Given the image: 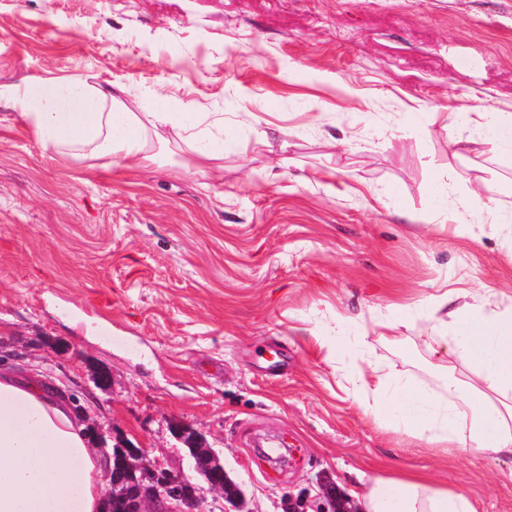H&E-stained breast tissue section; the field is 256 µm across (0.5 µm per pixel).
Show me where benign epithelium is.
Here are the masks:
<instances>
[{"label":"benign epithelium","mask_w":512,"mask_h":512,"mask_svg":"<svg viewBox=\"0 0 512 512\" xmlns=\"http://www.w3.org/2000/svg\"><path fill=\"white\" fill-rule=\"evenodd\" d=\"M175 435L186 442L193 469L206 479L208 489L223 490L224 464L219 454L189 427L176 425ZM117 467H109V480L124 485L123 501L129 512H203L202 489L193 486L184 473L171 471L152 462L145 449L127 444L118 449ZM320 512H353L350 503L332 491L323 495Z\"/></svg>","instance_id":"7a95c632"}]
</instances>
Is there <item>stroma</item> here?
I'll use <instances>...</instances> for the list:
<instances>
[{"label": "stroma", "instance_id": "1", "mask_svg": "<svg viewBox=\"0 0 512 512\" xmlns=\"http://www.w3.org/2000/svg\"><path fill=\"white\" fill-rule=\"evenodd\" d=\"M63 75L223 113L224 154L45 152L9 92ZM484 110L512 113V0H0V369L171 470L190 469L171 427L192 426L243 512H313L380 468L512 512L511 457L404 447L350 383L381 360L439 389L416 307L441 284L512 305V235L486 212L474 235L445 220L483 187L512 212ZM338 334L328 355L317 339ZM281 439L275 469L260 451Z\"/></svg>", "mask_w": 512, "mask_h": 512}]
</instances>
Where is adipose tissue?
Masks as SVG:
<instances>
[{
  "instance_id": "adipose-tissue-1",
  "label": "adipose tissue",
  "mask_w": 512,
  "mask_h": 512,
  "mask_svg": "<svg viewBox=\"0 0 512 512\" xmlns=\"http://www.w3.org/2000/svg\"><path fill=\"white\" fill-rule=\"evenodd\" d=\"M19 116L45 151L96 155L113 164L146 159L159 130L171 129L206 166L224 152V117L171 112L160 96L132 111L112 90L81 76L52 77L12 90ZM456 293L431 296L430 350L445 358L440 393L373 361L355 381L356 401L411 447L458 448L512 457V305H456ZM103 463L63 399L0 370V512H100ZM365 512H477L462 492L427 476L389 472L349 490Z\"/></svg>"
}]
</instances>
